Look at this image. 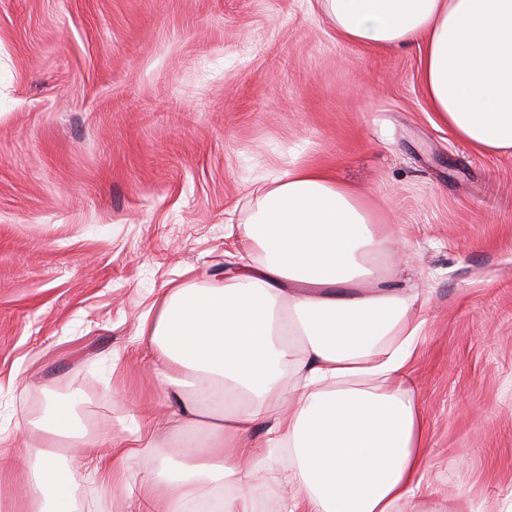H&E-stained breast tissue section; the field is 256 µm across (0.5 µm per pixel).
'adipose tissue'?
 Instances as JSON below:
<instances>
[{"mask_svg":"<svg viewBox=\"0 0 512 512\" xmlns=\"http://www.w3.org/2000/svg\"><path fill=\"white\" fill-rule=\"evenodd\" d=\"M337 35L367 47L414 45L426 103L461 141L512 153V0H324ZM244 236L258 259L221 285L171 286L142 332L182 442L173 470L143 478L146 512H256L269 487L283 512H437L423 482L426 426L409 389L425 320L416 299L369 279L395 230L377 223L355 187L295 164L269 175ZM28 448L19 500L0 512H77L72 448H97L100 488L124 464L165 454L150 424L131 437L91 435L75 404L49 400Z\"/></svg>","mask_w":512,"mask_h":512,"instance_id":"ef3b65f1","label":"adipose tissue"}]
</instances>
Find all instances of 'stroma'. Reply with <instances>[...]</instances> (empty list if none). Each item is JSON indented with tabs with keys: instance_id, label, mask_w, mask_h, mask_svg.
<instances>
[{
	"instance_id": "35a3bbf8",
	"label": "stroma",
	"mask_w": 512,
	"mask_h": 512,
	"mask_svg": "<svg viewBox=\"0 0 512 512\" xmlns=\"http://www.w3.org/2000/svg\"><path fill=\"white\" fill-rule=\"evenodd\" d=\"M410 46L341 40L323 0H0V448L44 394L171 446L141 334L170 283L248 261L261 178L309 163L402 225L395 286L426 295L412 379L444 512H512V155L430 112ZM161 461L82 512H133Z\"/></svg>"
}]
</instances>
